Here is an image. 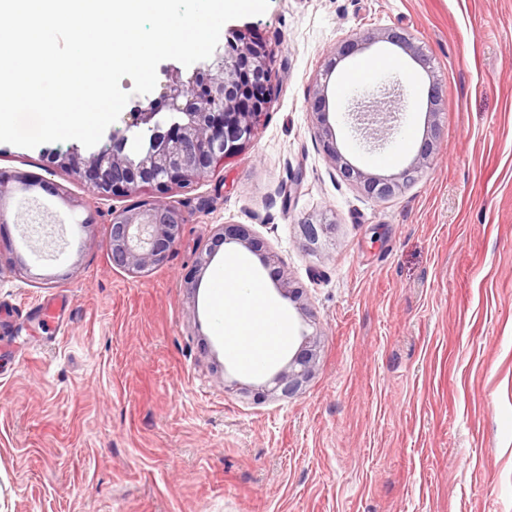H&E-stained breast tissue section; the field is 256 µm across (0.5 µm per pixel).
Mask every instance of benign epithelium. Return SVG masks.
Returning <instances> with one entry per match:
<instances>
[{
  "label": "benign epithelium",
  "mask_w": 512,
  "mask_h": 512,
  "mask_svg": "<svg viewBox=\"0 0 512 512\" xmlns=\"http://www.w3.org/2000/svg\"><path fill=\"white\" fill-rule=\"evenodd\" d=\"M382 40L411 53L427 75H432L430 62L416 51L409 40L397 31L382 36L364 33L342 41L338 58H347L372 43ZM272 56L267 45L241 32L232 35L212 68L173 67L166 74L160 95L131 113L126 131L149 132L148 145L135 158L125 153L128 136L112 135V148L87 156L73 151L63 164L71 175L90 182L94 194L102 197L148 194L172 186L185 187L203 179L225 158L241 151L252 139L261 116L270 103ZM400 96L399 86L384 87L360 98L354 113V126L368 143L386 139L387 131L398 120L392 103ZM329 105L325 87L314 90L311 114L324 137V147L331 159L340 164L341 175L379 200H385L402 186L420 176L431 156L434 143L424 141L416 161L396 176L382 178L363 173L343 160L328 120ZM184 217L180 208L170 202H145L142 209H112L109 250L112 265L140 274L162 264L179 242ZM303 236L311 245L328 233L332 223L321 218L300 221ZM236 243L260 256L264 265L276 256L264 250V244L253 237L244 224H221L212 237V246L200 253L198 265L207 266L217 247ZM314 354L302 348L280 368L273 382L287 397L295 393L312 375Z\"/></svg>",
  "instance_id": "1"
}]
</instances>
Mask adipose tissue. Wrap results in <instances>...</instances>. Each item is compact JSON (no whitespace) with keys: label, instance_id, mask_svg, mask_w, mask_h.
I'll use <instances>...</instances> for the list:
<instances>
[{"label":"adipose tissue","instance_id":"adipose-tissue-1","mask_svg":"<svg viewBox=\"0 0 512 512\" xmlns=\"http://www.w3.org/2000/svg\"><path fill=\"white\" fill-rule=\"evenodd\" d=\"M220 282V288L210 289L209 301L221 318L226 352L251 371L284 356L290 346L288 318L248 264L225 258Z\"/></svg>","mask_w":512,"mask_h":512}]
</instances>
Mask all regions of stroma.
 Here are the masks:
<instances>
[{
  "instance_id": "stroma-1",
  "label": "stroma",
  "mask_w": 512,
  "mask_h": 512,
  "mask_svg": "<svg viewBox=\"0 0 512 512\" xmlns=\"http://www.w3.org/2000/svg\"><path fill=\"white\" fill-rule=\"evenodd\" d=\"M228 26L267 44L276 96L245 148L161 194L185 217L162 265L113 266L111 213L143 197L93 196L61 164L72 142L0 143V261H29L0 272V345L18 353L0 354V512H512V0H270ZM386 30L433 73L365 49L402 59L379 82L405 106L375 147L353 128L364 86L336 81L357 59L335 54ZM321 84L364 173L396 175L435 133L419 179L384 200L344 180L310 113ZM321 215L333 227L308 245L299 223ZM221 224L302 291L278 299L294 349L317 353L291 396L224 352L197 266ZM382 40L384 42L390 43L394 46H397L404 50L405 52L411 53L418 64L422 67L424 72L429 76L432 75V70L430 66V62L424 58L423 55H420L419 52L416 51L414 46L409 42V40L401 33L397 31H388L384 33L382 36H375L373 33H364L359 36L349 37L342 41L338 48V59H344L358 51L365 49L372 43L376 41Z\"/></svg>"
}]
</instances>
